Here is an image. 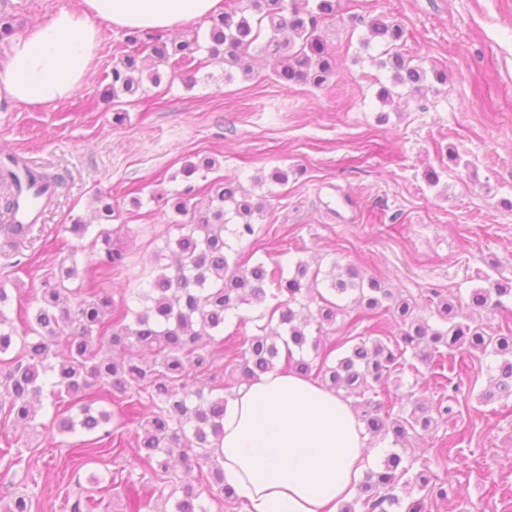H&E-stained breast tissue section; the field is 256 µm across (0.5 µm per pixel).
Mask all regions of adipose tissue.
<instances>
[{
	"label": "adipose tissue",
	"instance_id": "ef3b65f1",
	"mask_svg": "<svg viewBox=\"0 0 512 512\" xmlns=\"http://www.w3.org/2000/svg\"><path fill=\"white\" fill-rule=\"evenodd\" d=\"M222 0H79L10 41L0 101L53 106L93 67L101 24L170 30L221 12ZM349 401L321 382L278 369L242 385L224 411L216 448L224 483L247 512H336L353 499L371 456Z\"/></svg>",
	"mask_w": 512,
	"mask_h": 512
}]
</instances>
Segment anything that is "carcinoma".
<instances>
[{
  "label": "carcinoma",
  "mask_w": 512,
  "mask_h": 512,
  "mask_svg": "<svg viewBox=\"0 0 512 512\" xmlns=\"http://www.w3.org/2000/svg\"><path fill=\"white\" fill-rule=\"evenodd\" d=\"M337 0H245L209 17L205 43L199 37L167 39L160 31L134 32L108 74L106 99L122 95L134 97L146 92L143 82L154 87L162 83L159 66L198 70L207 63L224 65L226 78L232 72L252 74L251 51L259 50L272 61V74L289 85L324 84L336 69V51L316 35L321 22L336 16ZM368 38L384 45L378 66L389 73V84L381 85L377 98L384 105L393 102L397 89L420 93L425 90L426 71L412 64L404 53L405 28L376 17L367 22ZM206 56L199 57L200 52ZM10 166L0 170L7 186L3 195L4 213L16 206L23 183L61 184L62 177L41 167L19 163L7 155ZM192 185L177 191L171 209L183 217L177 225L179 236L166 241L173 264L161 266L138 293L143 307L116 305L112 292L92 290L75 294L67 282L78 276L75 266L59 265L40 290L39 306L28 321L24 335L17 334L1 310L8 300L0 287V412L13 417L21 434L35 429L42 397L55 409L53 424L61 433L82 431L90 438L76 449V456L91 460L112 451L121 453L122 438L106 429L111 414L94 405H115L121 416L138 423V457L157 481V499L172 503L174 512H207L200 503L203 490L217 491L222 500H235L232 489L214 457L217 442L224 434L227 400L212 398L214 391L203 379L210 378L221 346L224 357L237 374L236 385L248 383L276 370L280 361L291 363L299 374L314 377L330 388L355 396L353 408L373 437L392 438L404 445L412 434L430 429L433 417L429 407L414 406L408 417L393 418L379 400L380 392L368 387L380 384L405 370L407 352L432 366L437 384L447 379L445 368H455L457 357L470 350L500 358L483 400L512 398V329L489 333L468 320L463 309L495 314L512 303V281L495 280L489 288H474L468 299L435 303L441 324L431 325L414 314L417 303L396 298L385 283L366 276L353 267L331 269L325 277L327 290L315 298L311 288L318 285V274H309L300 261L286 278L282 269L268 267L250 258H230L232 246L224 236L238 239L255 234L254 220L265 209L262 198L234 180H214L207 186L205 199L194 201ZM103 247L97 265L119 271L125 266L123 253L112 248L111 233L98 234ZM278 299L269 319L276 327H257V333L241 341L227 339L224 325L239 316L244 306L262 304L267 296ZM351 298L354 321H368L367 329L383 332L377 315L392 317L397 334L386 339L359 337L343 355L328 363L334 347L321 336L310 334L336 324ZM317 301L315 315L308 318L306 303ZM191 471L208 466L198 484L184 482L177 466ZM412 464L398 452L389 453L382 464L365 472L358 486V497L338 507V512H372L382 502L394 512H426L422 498L397 495L398 485H432L427 470L411 473ZM104 498L78 495L65 502L69 512H97Z\"/></svg>",
  "instance_id": "carcinoma-1"
}]
</instances>
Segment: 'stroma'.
<instances>
[{"label": "stroma", "instance_id": "obj_1", "mask_svg": "<svg viewBox=\"0 0 512 512\" xmlns=\"http://www.w3.org/2000/svg\"><path fill=\"white\" fill-rule=\"evenodd\" d=\"M78 2L0 0V10L22 32ZM355 15L401 23L410 36L406 54L426 72L444 71L446 82L382 105L377 91L388 73L376 64L379 45L362 46L367 29L352 23ZM318 33L336 50V71L319 87L283 84L263 59L251 76L229 81L220 64L190 76L165 65L159 87L111 106L101 94L127 33L106 26L93 68L70 98L50 108L0 102V151L63 178L55 205L23 243L0 235V284L9 295L0 309L14 326L35 309L43 280L73 245L67 225L92 220L99 193L112 199V242L126 256L121 277L102 286L142 288L165 240L178 235L163 201L189 184L203 190L201 177L182 173L203 157L216 161L211 177L237 179L266 203L255 235L233 241L235 254L288 274L301 260L324 273L356 266L414 296L418 315L432 324L430 294L466 296L482 287L481 271L511 279L512 0H338L335 19ZM383 111L389 120L381 124ZM277 169L287 171L286 184L269 181ZM432 171L438 183H429ZM495 365L491 356H466L449 373L459 386L453 398L423 363L390 392L393 415H409L418 402L435 411L432 428L407 443L414 469L461 488L455 500L429 499V512L511 508L512 403L482 399ZM449 404L451 417L442 412ZM52 419L48 405L37 415L24 453L27 478L0 463V484L14 492L26 482L31 512H63L66 494L91 489L96 476L110 487L100 512H154L136 426L113 418L123 452L78 463L72 455L83 433H59ZM460 433L453 458L438 457L437 448Z\"/></svg>", "mask_w": 512, "mask_h": 512}]
</instances>
